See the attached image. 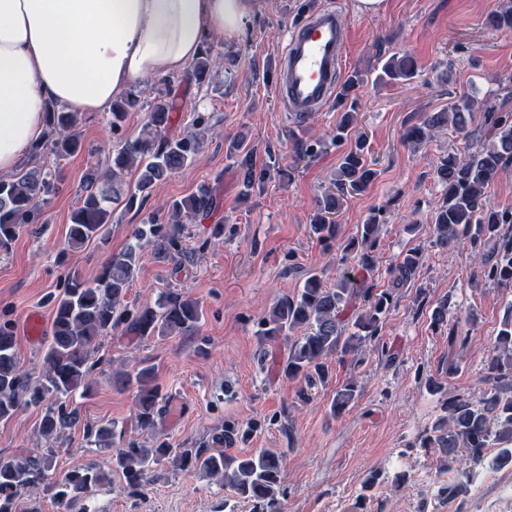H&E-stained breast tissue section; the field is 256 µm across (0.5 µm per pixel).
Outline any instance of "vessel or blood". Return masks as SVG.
I'll return each instance as SVG.
<instances>
[{"instance_id": "1", "label": "vessel or blood", "mask_w": 512, "mask_h": 512, "mask_svg": "<svg viewBox=\"0 0 512 512\" xmlns=\"http://www.w3.org/2000/svg\"><path fill=\"white\" fill-rule=\"evenodd\" d=\"M346 40L342 20L332 9L293 29L281 52L276 79L284 111L306 116L323 110L334 99Z\"/></svg>"}]
</instances>
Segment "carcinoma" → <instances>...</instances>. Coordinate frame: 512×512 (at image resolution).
<instances>
[{"label": "carcinoma", "mask_w": 512, "mask_h": 512, "mask_svg": "<svg viewBox=\"0 0 512 512\" xmlns=\"http://www.w3.org/2000/svg\"><path fill=\"white\" fill-rule=\"evenodd\" d=\"M212 68L208 45L191 64L190 79L203 85L209 82ZM382 72L391 80L409 79L414 74V64L407 54L394 55L384 64ZM140 102V92L132 90L112 103V130L121 129L128 112ZM174 111L175 91L169 85L154 97L140 133L125 140L112 153L111 164L101 180L92 179L88 183L83 200L70 218L66 236L69 248H81L104 236L107 225L112 223L111 204L122 198L127 208L135 207L137 200L146 199L157 183L195 160L202 137L212 128V116L198 112L191 131L169 136ZM474 111V103L464 94L448 111L434 112L421 124L411 127L405 139L420 145L433 136L434 130L451 125L466 141L472 135L467 124ZM491 120L493 134L480 149L464 156L453 152L435 160L445 198L433 214L432 223L435 243L439 246H454L466 238L475 244L494 243L491 257L481 258L478 269L485 280L507 285L512 283V210L489 204L486 190L512 161V116L504 113ZM47 126L48 142L55 156H70L81 149L75 113L51 104L47 107ZM365 148L363 135H356L354 147L345 153L337 169L333 188L318 200L311 228L320 242L334 235L333 215L341 197L363 191L377 176V170L367 160ZM241 166L243 186L247 190L264 183L270 175L269 166L258 167L249 158ZM131 170L138 172V176L134 186L125 191L121 183ZM57 180V173L41 169L0 179V251L9 250L23 225L39 223L42 207L57 190ZM218 205L216 192L206 186L174 201L170 211L176 226L171 228L150 219L134 229L136 243L110 257L94 280L74 279L62 294L50 297L54 309L52 339L37 380H32L19 366L15 336L1 328L0 421L12 419L23 405L35 406L42 409L40 435L48 437L64 431L75 418V412L66 409L67 400L79 390L89 392L95 382L96 363L91 361V355L101 336L120 329L139 338L174 331L182 335L195 333L202 318L200 302L195 298L168 289L154 303L139 308L129 307L124 300L141 263V241L154 240L156 254L163 259L172 258L182 253L178 225L193 216L207 215ZM382 228L377 213L360 226L354 238L337 243L335 285L324 286L321 276L312 273L298 293L276 298L258 322L255 336L260 359H265L267 349L289 339L288 353L280 370L284 376L305 384L299 391L303 400L308 398L307 389L327 380L326 359L330 355L335 353L358 363L364 346L380 347L381 324L391 304V294L415 276L422 255L409 251L388 267L390 288L377 294L368 284L369 274L379 263ZM298 330L303 335L291 336ZM487 370L488 387L481 396L474 400L457 395L447 400L443 406L445 414L421 437V447L438 449L448 471L464 449L475 466L485 463L493 470L512 466V308L507 310L489 349ZM114 383L135 390L137 423L142 429H153L160 399L154 368L146 365L120 371ZM358 396L355 382L343 383L331 400V414L341 415ZM253 432L251 425L226 421L223 431L198 448H174L165 441L152 448L134 442L125 448H114V426H97L95 443L110 451L107 471L88 461L63 474L57 473L56 458L63 453L75 455L80 452L78 448L51 446L21 450L7 458L0 457V512H17L21 494L35 488L45 492L59 512H89L88 501L99 487L111 482L112 475L123 478L129 494L140 495L164 461L178 469L192 467L230 487L239 498L250 503L252 512H283L284 454L265 448L248 454L233 451L238 442L248 440ZM488 448L496 449L490 458L486 453ZM475 477L472 468L458 470L447 484L439 487L438 494L448 500L463 497Z\"/></svg>", "instance_id": "cac0c4a2"}]
</instances>
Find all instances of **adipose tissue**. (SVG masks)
I'll return each mask as SVG.
<instances>
[{
	"label": "adipose tissue",
	"mask_w": 512,
	"mask_h": 512,
	"mask_svg": "<svg viewBox=\"0 0 512 512\" xmlns=\"http://www.w3.org/2000/svg\"><path fill=\"white\" fill-rule=\"evenodd\" d=\"M260 0H0V176L45 140L46 104L108 110L137 82L185 75Z\"/></svg>",
	"instance_id": "1"
}]
</instances>
